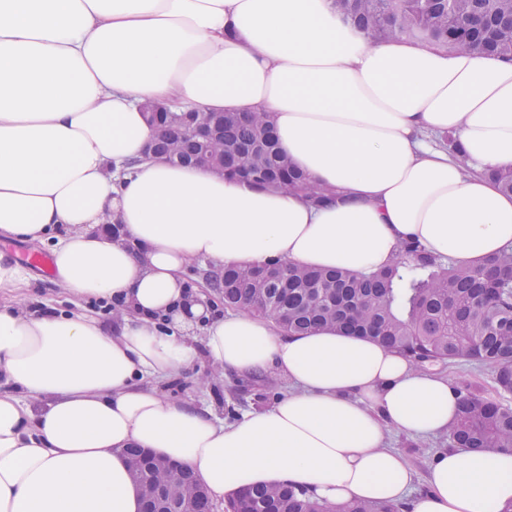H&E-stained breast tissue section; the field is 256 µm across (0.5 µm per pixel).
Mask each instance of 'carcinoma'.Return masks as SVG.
Here are the masks:
<instances>
[{
	"instance_id": "1",
	"label": "carcinoma",
	"mask_w": 512,
	"mask_h": 512,
	"mask_svg": "<svg viewBox=\"0 0 512 512\" xmlns=\"http://www.w3.org/2000/svg\"><path fill=\"white\" fill-rule=\"evenodd\" d=\"M342 26L372 42L404 36L450 51L489 52L512 60V0H331ZM149 121L164 126L153 155L171 163L201 165L232 160V173L249 184L302 195L320 206L331 189L311 182L279 150L267 112L217 115L223 139L207 147L191 134L196 112L153 104ZM224 307L271 318L288 333L327 326L369 338L406 356L418 368L472 360L494 369L497 395L461 392L448 447L512 450V249L474 266H460L404 243L384 271L311 272L274 262L224 267ZM138 462L140 486L163 485L181 512H213L208 489L186 468L176 473ZM388 500L352 501L341 510L309 498L292 485L253 486L227 503V512H399Z\"/></svg>"
}]
</instances>
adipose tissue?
<instances>
[{
  "instance_id": "1",
  "label": "adipose tissue",
  "mask_w": 512,
  "mask_h": 512,
  "mask_svg": "<svg viewBox=\"0 0 512 512\" xmlns=\"http://www.w3.org/2000/svg\"><path fill=\"white\" fill-rule=\"evenodd\" d=\"M147 100L270 113L283 153L332 199L148 160ZM487 169H512V61L369 43L330 0H0V239L50 243L74 297L122 311L115 335L81 311L27 313L29 273L0 253V512H140L130 447L182 463L217 499L288 482L336 505L503 512L511 450L437 453L414 499L388 444L448 432V376L334 329L212 317L184 277L198 260L369 274L407 240L478 264L512 247V195ZM107 216L118 236L100 231ZM202 352L290 390L227 425L150 385Z\"/></svg>"
}]
</instances>
